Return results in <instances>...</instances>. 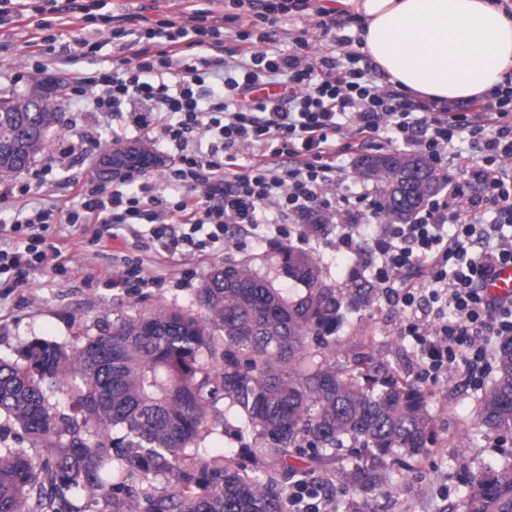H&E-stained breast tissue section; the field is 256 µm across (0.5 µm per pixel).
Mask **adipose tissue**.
Masks as SVG:
<instances>
[{
  "label": "adipose tissue",
  "mask_w": 512,
  "mask_h": 512,
  "mask_svg": "<svg viewBox=\"0 0 512 512\" xmlns=\"http://www.w3.org/2000/svg\"><path fill=\"white\" fill-rule=\"evenodd\" d=\"M371 63L412 95L465 101L512 71V16L497 0H352Z\"/></svg>",
  "instance_id": "obj_1"
}]
</instances>
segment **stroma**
I'll return each mask as SVG.
<instances>
[{"label": "stroma", "mask_w": 512, "mask_h": 512, "mask_svg": "<svg viewBox=\"0 0 512 512\" xmlns=\"http://www.w3.org/2000/svg\"><path fill=\"white\" fill-rule=\"evenodd\" d=\"M24 30L0 28V94H28L34 80L14 84L12 72L31 70L33 63L26 55ZM53 107L60 114L59 123L48 133L46 150L38 156L37 165L52 166L45 185L28 195L27 208H43L68 198V184L74 178L96 175L99 155L111 151L112 136L106 118L89 111L86 104L67 100L60 87L62 75L48 70ZM85 136L83 152L74 161L58 164L60 141ZM337 224L324 225L310 237L308 249L316 254L326 279L340 287H349L348 271L352 265L367 269L368 253L348 256L336 249ZM48 242L60 247L68 259V272L57 275L39 271L27 284L18 286L8 275H0V357L18 360L19 349L35 339L54 341L75 349L81 337L95 336L103 324L120 314L148 312L158 306L197 309V293L210 270L224 263H247L260 275L276 277L285 292H292L291 281L277 278L278 249L288 243L276 235L273 227L259 225L252 233H244L236 225L224 230L223 242L194 253L168 252L160 247H147L135 239L118 238L98 247L82 242L79 235L60 234L51 227ZM140 262L154 285L128 288L113 284L114 273L129 261ZM95 270V280H88V270ZM352 320L367 329L375 341L368 348L373 356L399 368L404 377H412L416 354L410 338L401 334L403 313L376 298L371 306L352 313ZM480 389L462 376L449 377L430 398V409L438 424L437 442L421 453L420 464L404 467L393 465L390 484L378 495L367 497L349 484L344 472L348 457L314 461L309 457L295 459V466L312 475L329 480L338 503V512H463L464 481L469 473L488 463L512 465V434L474 437L470 427L476 419ZM251 434L237 426L207 436L201 449L240 466L252 476L264 475L262 461L244 456V448L252 446Z\"/></svg>", "instance_id": "1"}]
</instances>
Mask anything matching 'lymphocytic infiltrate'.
<instances>
[{
    "label": "lymphocytic infiltrate",
    "instance_id": "lymphocytic-infiltrate-1",
    "mask_svg": "<svg viewBox=\"0 0 512 512\" xmlns=\"http://www.w3.org/2000/svg\"><path fill=\"white\" fill-rule=\"evenodd\" d=\"M211 2L193 0L187 20H153L107 10V0H0V26L28 28L29 58L67 61L71 99L125 117L131 134L179 157L165 175L178 189L171 199L132 170L108 189L73 179L61 205L17 208L9 226L15 242L0 248V271L19 285L38 270L65 272L62 250L44 236L52 224L101 245L123 231L174 252L198 232L215 243L225 225L254 226L267 206L298 226L302 243L305 225L341 214L336 248L374 256L377 286L405 314L415 382L432 393L456 372L482 385L496 339L512 335V300L484 288L497 266L512 264V235L503 232L512 224V74L467 102H430L376 84L352 37L335 34V8L319 0H265L258 12L254 0H225L219 16ZM305 10L335 52L309 53L305 31L288 51L269 52L281 17ZM64 11L85 26L65 42L51 31L52 15ZM107 45L111 66L83 68ZM461 137L472 152L466 175L450 176L446 191L407 223H384L378 192L340 190L339 159L352 146H402L447 172ZM373 223L381 233L366 236ZM286 498L288 512H335L323 478L289 484Z\"/></svg>",
    "mask_w": 512,
    "mask_h": 512
}]
</instances>
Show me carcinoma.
<instances>
[{"instance_id": "1", "label": "carcinoma", "mask_w": 512, "mask_h": 512, "mask_svg": "<svg viewBox=\"0 0 512 512\" xmlns=\"http://www.w3.org/2000/svg\"><path fill=\"white\" fill-rule=\"evenodd\" d=\"M0 96V175L27 170L59 121L45 94ZM358 176L379 188L389 223L411 219L448 184L423 156L365 155ZM279 276L288 294L245 263L215 268L198 289L204 315L177 307L137 312L87 336L73 353L47 340L0 357V416L31 443L35 458L0 448V512H287L286 485L299 468L288 459L367 452L372 464L349 477L366 490L389 476L385 460L434 443L429 395L381 361L336 356V331L375 288L355 275L348 288L323 279L313 254L283 247ZM211 360L204 367L203 358ZM498 377L478 400L475 434L512 433V338L498 351ZM78 379L69 409L48 392L68 370ZM224 399V408L217 406ZM239 423L260 437L245 449L269 468L264 480L224 457L188 461L186 449ZM165 482L158 493L143 484ZM466 512H512V470L487 468L466 480Z\"/></svg>"}]
</instances>
